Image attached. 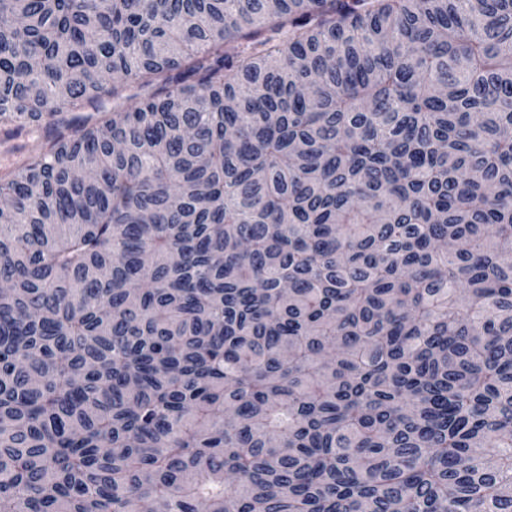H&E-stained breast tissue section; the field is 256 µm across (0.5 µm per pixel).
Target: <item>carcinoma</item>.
Returning a JSON list of instances; mask_svg holds the SVG:
<instances>
[{
	"label": "carcinoma",
	"mask_w": 512,
	"mask_h": 512,
	"mask_svg": "<svg viewBox=\"0 0 512 512\" xmlns=\"http://www.w3.org/2000/svg\"><path fill=\"white\" fill-rule=\"evenodd\" d=\"M153 83L0 176V512H512V0H0Z\"/></svg>",
	"instance_id": "1"
}]
</instances>
